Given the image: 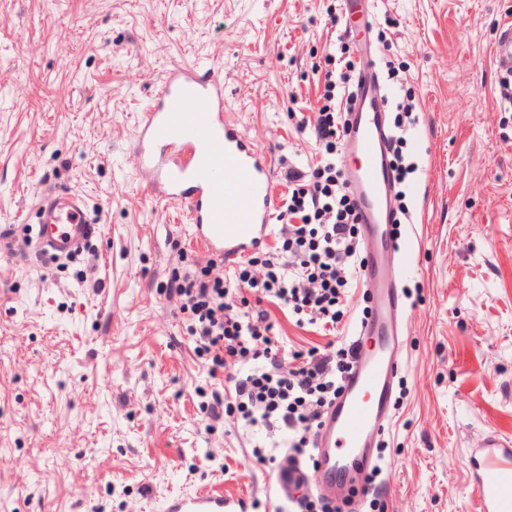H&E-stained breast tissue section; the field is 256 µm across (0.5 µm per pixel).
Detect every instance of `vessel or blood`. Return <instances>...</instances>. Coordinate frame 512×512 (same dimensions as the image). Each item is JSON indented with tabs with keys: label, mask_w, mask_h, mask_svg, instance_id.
<instances>
[{
	"label": "vessel or blood",
	"mask_w": 512,
	"mask_h": 512,
	"mask_svg": "<svg viewBox=\"0 0 512 512\" xmlns=\"http://www.w3.org/2000/svg\"><path fill=\"white\" fill-rule=\"evenodd\" d=\"M375 62L362 64L357 105L348 118L351 153L357 158L351 192L358 219L375 235L378 252L400 250L387 229L397 217L389 205L394 176L391 134L372 105L379 95ZM130 157L145 195L174 203L190 218V234L213 256L235 259L261 244L273 220L275 199L266 155L246 144L224 117V77L211 66L174 64L141 115ZM74 193H50L39 206L36 241L55 255H69L100 234ZM376 319L360 324L352 368L327 409L317 436L318 464L309 487L343 485L365 490L368 450L389 422L392 380L402 369L393 321L405 307L376 254L364 259ZM469 464L481 512H512V438L493 434L472 449ZM162 512H248L244 498L204 487L170 496Z\"/></svg>",
	"instance_id": "obj_1"
}]
</instances>
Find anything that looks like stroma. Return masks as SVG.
<instances>
[{
	"label": "stroma",
	"instance_id": "1",
	"mask_svg": "<svg viewBox=\"0 0 512 512\" xmlns=\"http://www.w3.org/2000/svg\"><path fill=\"white\" fill-rule=\"evenodd\" d=\"M346 0H0V512H159L216 485L249 512H277V468L253 454L264 431L209 423L212 391L175 300L161 291L209 257L177 206L138 189L129 148L163 71L208 63L224 111L287 169L321 159L307 124L348 45L393 63L413 92L403 148L415 167L391 253L403 288V367L378 445L385 512H476L469 449L512 438V105L493 49L512 0H374L370 29L344 31ZM82 195L103 232L75 258L36 253L41 195ZM324 336L271 308L283 369Z\"/></svg>",
	"mask_w": 512,
	"mask_h": 512
}]
</instances>
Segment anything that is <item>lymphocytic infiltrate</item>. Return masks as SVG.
Returning a JSON list of instances; mask_svg holds the SVG:
<instances>
[{
  "label": "lymphocytic infiltrate",
  "instance_id": "1",
  "mask_svg": "<svg viewBox=\"0 0 512 512\" xmlns=\"http://www.w3.org/2000/svg\"><path fill=\"white\" fill-rule=\"evenodd\" d=\"M350 81V71L337 68L335 53H326L313 125L322 158L313 169L288 172V199L276 216L274 250L239 259L229 276L223 264L210 262L175 276L167 288L209 378L225 375L228 363L240 367L226 392H213L209 418L235 414L264 429L266 441L254 447L262 460L277 448L313 459L323 412L339 392L353 351L314 347L294 353L297 367L283 370L269 311L242 309L232 297L249 287L259 299L288 310L298 325L323 332L335 331L342 321L361 265L359 226L336 164V142L344 134L340 92ZM258 265L265 270L260 280L252 275Z\"/></svg>",
  "mask_w": 512,
  "mask_h": 512
}]
</instances>
